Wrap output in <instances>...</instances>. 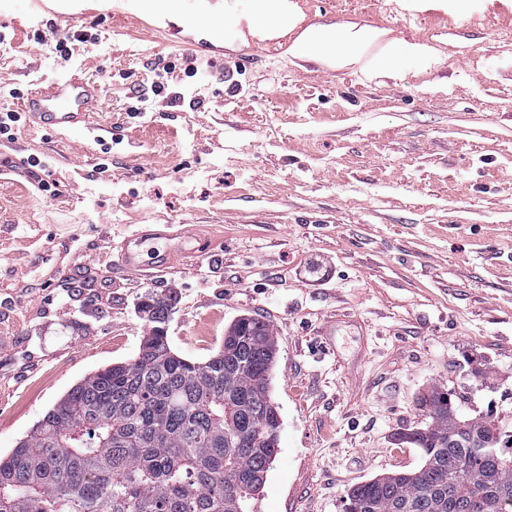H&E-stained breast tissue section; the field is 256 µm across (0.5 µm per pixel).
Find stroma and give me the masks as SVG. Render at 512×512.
<instances>
[{
	"label": "stroma",
	"instance_id": "obj_1",
	"mask_svg": "<svg viewBox=\"0 0 512 512\" xmlns=\"http://www.w3.org/2000/svg\"><path fill=\"white\" fill-rule=\"evenodd\" d=\"M290 3L303 25L382 36L346 68L225 41L251 58L237 85L200 61L170 83L174 106L152 86L191 59L181 28L156 42L81 22L64 60L39 18L0 24V109L67 73L101 88L98 139L30 119L0 139V165L18 163L0 174L1 458L85 375L137 356V305L159 288L177 296L168 338L185 358L207 360L243 315L275 331L282 427L253 512H345L351 487L418 468L397 436L436 386L512 433V0ZM404 41L433 53L378 76ZM139 224L226 248L130 280L110 241Z\"/></svg>",
	"mask_w": 512,
	"mask_h": 512
}]
</instances>
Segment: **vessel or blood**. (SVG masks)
Here are the masks:
<instances>
[{"label":"vessel or blood","mask_w":512,"mask_h":512,"mask_svg":"<svg viewBox=\"0 0 512 512\" xmlns=\"http://www.w3.org/2000/svg\"><path fill=\"white\" fill-rule=\"evenodd\" d=\"M49 0H0V19L16 8L30 14L47 12ZM69 22L88 18L111 17L129 28L165 34L166 16L152 17L144 9V0H64ZM179 12L184 28L203 36L207 41H223L242 30L266 31L277 22L269 0H253L248 10L229 8L228 12H201L194 0H181ZM100 97V87L93 80L71 75L52 80L46 87L30 92L23 110L40 126L52 130L92 131L90 113ZM217 244L198 239L189 229L176 224H142L137 230L113 243L119 268L125 277L150 275L152 267L146 257L160 254L165 266L198 256L215 253Z\"/></svg>","instance_id":"vessel-or-blood-1"}]
</instances>
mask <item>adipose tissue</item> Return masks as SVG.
Segmentation results:
<instances>
[{
    "label": "adipose tissue",
    "mask_w": 512,
    "mask_h": 512,
    "mask_svg": "<svg viewBox=\"0 0 512 512\" xmlns=\"http://www.w3.org/2000/svg\"><path fill=\"white\" fill-rule=\"evenodd\" d=\"M277 31L282 35L295 32L296 37L288 48L290 54L320 57L337 67L359 63L363 49L381 36L379 30L368 27L309 26L301 30L296 19L288 13L284 14Z\"/></svg>",
    "instance_id": "ef3b65f1"
}]
</instances>
